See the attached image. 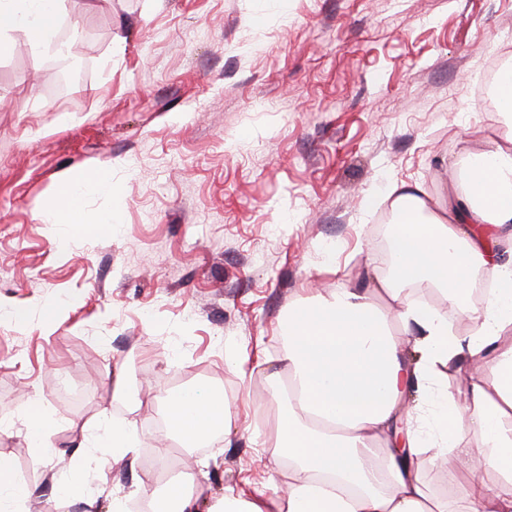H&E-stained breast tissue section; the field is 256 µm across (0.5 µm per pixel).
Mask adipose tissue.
Here are the masks:
<instances>
[{
  "label": "adipose tissue",
  "mask_w": 512,
  "mask_h": 512,
  "mask_svg": "<svg viewBox=\"0 0 512 512\" xmlns=\"http://www.w3.org/2000/svg\"><path fill=\"white\" fill-rule=\"evenodd\" d=\"M63 0H0V55L22 35L42 53L57 33ZM110 183L90 167L62 182L41 214L69 224L71 196ZM391 208L393 268L366 270L374 292L344 288L331 297L289 307L283 322L289 391H276L278 423L259 445L293 465L274 490L226 492L215 512H512V146H497L467 164L465 188L433 209L409 192ZM427 283L443 292L472 332L457 335L427 302L406 292ZM417 334L415 358L400 338ZM484 360L491 378L451 392L437 372L464 360ZM170 433L195 440L223 429L218 398H171ZM478 434L488 466L500 476L490 489L470 472L455 505L434 498L424 466L456 481Z\"/></svg>",
  "instance_id": "1"
}]
</instances>
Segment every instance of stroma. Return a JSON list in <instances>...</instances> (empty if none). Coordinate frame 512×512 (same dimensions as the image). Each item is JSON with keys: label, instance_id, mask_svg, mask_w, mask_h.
<instances>
[{"label": "stroma", "instance_id": "35a3bbf8", "mask_svg": "<svg viewBox=\"0 0 512 512\" xmlns=\"http://www.w3.org/2000/svg\"><path fill=\"white\" fill-rule=\"evenodd\" d=\"M64 19L76 93L48 100L24 43L0 56V452L30 512L156 502L186 472L207 512L288 479L258 445L288 308L389 267L392 194L447 204L462 160L512 134L482 95L512 64V0H64ZM91 165L111 182L82 223H42ZM192 387L225 401L230 441L164 430ZM125 425L141 446L116 463L96 438Z\"/></svg>", "mask_w": 512, "mask_h": 512}]
</instances>
